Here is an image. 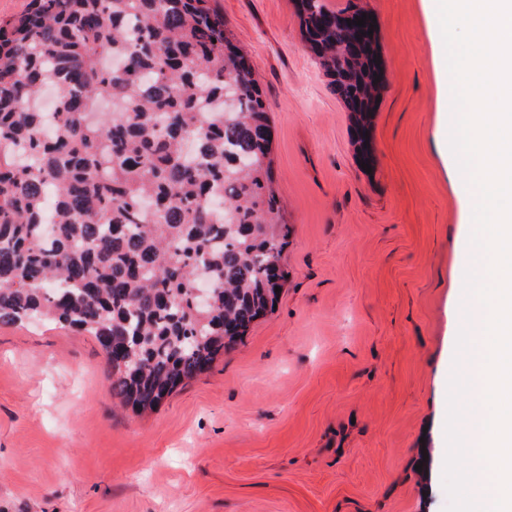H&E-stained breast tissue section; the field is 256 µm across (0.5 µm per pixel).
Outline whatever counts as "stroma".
Here are the masks:
<instances>
[{"instance_id":"stroma-1","label":"stroma","mask_w":512,"mask_h":512,"mask_svg":"<svg viewBox=\"0 0 512 512\" xmlns=\"http://www.w3.org/2000/svg\"><path fill=\"white\" fill-rule=\"evenodd\" d=\"M248 49L290 233L276 308L155 411L112 397L88 335L0 325V512H445L448 383L470 225L445 49L425 0H327L376 20L373 170L293 0H212Z\"/></svg>"}]
</instances>
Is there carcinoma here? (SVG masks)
Masks as SVG:
<instances>
[{"instance_id": "obj_1", "label": "carcinoma", "mask_w": 512, "mask_h": 512, "mask_svg": "<svg viewBox=\"0 0 512 512\" xmlns=\"http://www.w3.org/2000/svg\"><path fill=\"white\" fill-rule=\"evenodd\" d=\"M295 2L373 166L378 32ZM253 70L211 0H32L0 21V324L39 316L93 336L112 395L138 411L207 371L285 281ZM46 85L51 133L33 106ZM104 103L117 108L91 119ZM203 273L216 277L206 309Z\"/></svg>"}]
</instances>
